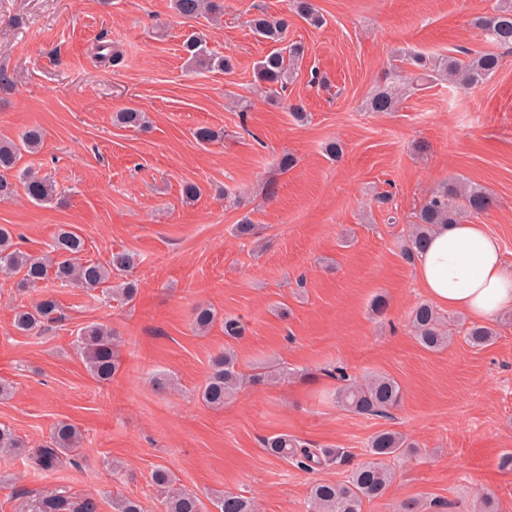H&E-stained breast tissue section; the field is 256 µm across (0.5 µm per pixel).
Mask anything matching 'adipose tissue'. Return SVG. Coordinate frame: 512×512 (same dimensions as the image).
I'll use <instances>...</instances> for the list:
<instances>
[{"label": "adipose tissue", "instance_id": "1", "mask_svg": "<svg viewBox=\"0 0 512 512\" xmlns=\"http://www.w3.org/2000/svg\"><path fill=\"white\" fill-rule=\"evenodd\" d=\"M417 276L437 305L482 321L512 310V267L482 224H441L417 259Z\"/></svg>", "mask_w": 512, "mask_h": 512}]
</instances>
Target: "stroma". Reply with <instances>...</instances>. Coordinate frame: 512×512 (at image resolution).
<instances>
[{"instance_id":"obj_1","label":"stroma","mask_w":512,"mask_h":512,"mask_svg":"<svg viewBox=\"0 0 512 512\" xmlns=\"http://www.w3.org/2000/svg\"><path fill=\"white\" fill-rule=\"evenodd\" d=\"M317 28L290 0H224L214 22L174 15L170 0H0V140L41 127L43 146L23 154L56 185L51 203L24 195L0 203L18 248L49 251L60 226L85 241L84 259L138 254V294L127 305L105 288L89 291L46 280L19 288L0 274V423L29 447L60 421L83 434L68 462L37 470L28 459L0 458V512H29L47 490L94 495L112 512L117 495L161 512L153 472L171 469L195 491L204 512L230 490L256 496L259 512H307L312 483L341 482L381 431L413 440L417 453L393 463L394 479L362 512H478L492 494L512 512V312L487 319L496 336L483 348L466 339L468 316L441 310L453 339L423 349L409 322L428 296L402 248L414 215L441 182L483 187L492 207L478 216L512 264V49L500 69L467 89L436 81L408 93L397 111L371 112L369 93L384 82L398 50L448 55L493 45L473 22L498 0H313ZM287 15V38L304 44L297 79L278 101L254 93L253 68L270 50L248 22L258 12ZM236 61L232 72L192 71L181 51L190 29ZM124 52L118 69L99 66L95 48ZM249 100L248 109L238 100ZM302 104L295 122L288 103ZM147 112V130L113 124L115 112ZM199 127L221 137L199 146ZM337 141L339 159L324 147ZM289 154L295 164L281 170ZM200 185L197 201L184 183ZM274 194H267V185ZM386 203H377L378 195ZM250 218L252 235L236 224ZM51 295L63 319L39 334L14 326L21 307ZM385 297L387 310L372 303ZM218 317L203 333L196 305ZM245 335L224 334V316ZM90 323L113 328L120 369L100 383L74 348ZM232 344L241 370L288 368L290 378L243 390L219 409L200 389L211 356ZM353 377L384 374L402 389L387 417L337 407L332 369ZM164 373L167 383L154 378ZM285 434L316 448H339L341 463L306 471L266 454L264 438Z\"/></svg>"}]
</instances>
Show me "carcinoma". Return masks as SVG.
I'll return each instance as SVG.
<instances>
[{
  "mask_svg": "<svg viewBox=\"0 0 512 512\" xmlns=\"http://www.w3.org/2000/svg\"><path fill=\"white\" fill-rule=\"evenodd\" d=\"M296 14L313 26L323 23L312 0H293ZM172 9L185 20L203 14L219 17L224 13V0H172ZM252 30L274 48L257 62L255 74L260 88L273 94L284 90L297 75L295 62L303 57L304 47L286 42L289 22L285 15L272 16L264 12L250 19ZM481 34L501 48H512V0H499L494 13L476 22ZM187 63L200 71H230L233 59L209 48L204 36L189 34L182 44ZM402 63L409 66L393 68L390 80L373 90L366 99L371 112H393L407 92L427 82L445 80L461 88L474 86L495 73L501 66V56L494 52H481L474 56L429 57L415 51H406ZM113 121L120 126L147 128L145 113L135 108L117 112ZM44 133L38 126L27 128L18 140L0 142V201L11 200L18 188L34 204L49 203L55 196V186L47 176L32 169L18 175L19 182L10 180L8 173L16 168L22 153L37 151ZM492 200L484 188L447 182L433 190L417 214L416 224L403 249V257L414 261L427 236L440 224H459L464 216L479 215L491 206ZM84 239L76 231L59 229L51 251L35 256L18 249L11 227L0 225V272L22 274V285L35 286L48 278L63 285L92 290L109 280L121 277L135 269L140 260L130 251L112 253L108 263L85 260ZM138 292L132 281H122L112 289V295L131 302ZM56 301L43 296L29 308L16 312L14 326L22 333L38 332L58 319ZM193 324L199 331L206 330L215 320V311L207 305H198L192 314ZM411 323L418 343L428 351H439L451 341L450 330L436 309L428 303L416 305L411 312ZM491 328L473 323L467 328L466 340L474 348L488 345L493 338ZM117 342L111 330L95 323L82 327L75 341L77 354L82 358L91 376L103 383L119 371ZM210 371L202 390V399L212 408L224 407L243 387L264 383V376L244 375L238 366L234 349L230 346L210 359ZM337 378L343 384L336 389L337 406L347 412L378 416L398 405L401 398L399 384L386 375H373L353 381L343 370ZM82 434L71 423H58L49 441L30 449L10 427L0 425V455L27 456L42 470L65 464L67 453L81 445ZM412 447L406 437L392 431L373 435L367 445L366 459L350 473L348 480L338 483L330 480L315 482L310 491L309 512H362L363 500L381 497L392 480L393 471L388 460ZM262 448L273 457L290 459L297 466L313 469L334 463L339 452L329 448H309L285 434L263 440ZM160 496L162 512H203V503L196 492L177 487L169 470L159 468L152 476ZM214 512H257L252 498L233 492H224L213 501ZM98 502L92 495L74 496L65 491H46L32 500L30 512H97ZM112 512H144L141 502L123 495L112 498Z\"/></svg>",
  "mask_w": 512,
  "mask_h": 512,
  "instance_id": "carcinoma-1",
  "label": "carcinoma"
}]
</instances>
